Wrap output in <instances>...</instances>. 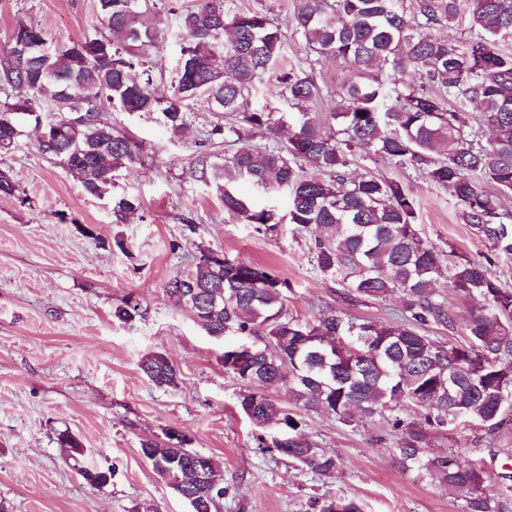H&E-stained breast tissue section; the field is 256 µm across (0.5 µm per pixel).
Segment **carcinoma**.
Returning <instances> with one entry per match:
<instances>
[{
    "mask_svg": "<svg viewBox=\"0 0 512 512\" xmlns=\"http://www.w3.org/2000/svg\"><path fill=\"white\" fill-rule=\"evenodd\" d=\"M156 8V0H97L103 29L69 44L16 21L0 59V152L19 145L18 115L30 117L45 133L40 152L78 177L86 195L108 199L112 223L123 224L142 202L116 191L117 179L141 162L144 149L104 112L157 113L174 135L186 130L199 102L234 117L224 138L240 146L221 165L197 161L224 210L247 224H278L274 210L253 208L231 183L288 191V223L313 237L319 272L339 281L352 302L398 293L405 312L397 323L346 313L300 322L285 311L287 282L247 261L200 252L191 269L168 279L165 292L179 305L182 291L194 293L188 310L208 336H237L252 348L224 350V371L244 385L239 411L257 427L278 426L275 450L322 474L342 461L302 436L303 415L325 413L349 426L358 412L371 418L388 411L402 464L452 494L468 492L466 512H512L511 474L499 475L498 491L489 493L485 471L454 449L424 451L430 430L471 424L496 439L512 423V289L480 261L445 265L418 235L417 202L400 183L349 173L361 154L415 164L430 182L451 189L475 235L512 256V224L500 220L498 198L481 185L512 192V54L501 49L512 36V0H469L477 36L463 49L427 33L457 18L460 0H415L413 22L406 0H295L291 26L315 56L309 65L340 59L356 69L357 80L336 92L302 66L283 73L282 96L298 114L292 121L240 107L282 57L287 35L272 15L233 13L226 0H197L179 13L184 37L174 91L161 97L152 75L164 40L151 22ZM409 68L421 75L419 85L405 81ZM328 96L331 111H312ZM455 101L475 102L479 112L455 109ZM45 105L54 113L47 122ZM262 128L286 131L285 142L246 141L245 131ZM441 277L458 296L482 301L469 312L460 343L431 336L435 328L456 329L434 290ZM139 367L155 385L178 378L162 352L144 355ZM57 441L80 463L77 436L64 430ZM140 453L165 483L178 462L191 512H216L224 487L213 457L186 448L171 431L141 440ZM319 512L363 510L355 499L336 498Z\"/></svg>",
    "mask_w": 512,
    "mask_h": 512,
    "instance_id": "1",
    "label": "carcinoma"
}]
</instances>
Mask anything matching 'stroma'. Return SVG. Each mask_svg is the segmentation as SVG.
Returning <instances> with one entry per match:
<instances>
[{
    "label": "stroma",
    "mask_w": 512,
    "mask_h": 512,
    "mask_svg": "<svg viewBox=\"0 0 512 512\" xmlns=\"http://www.w3.org/2000/svg\"><path fill=\"white\" fill-rule=\"evenodd\" d=\"M194 0H163L156 21L165 42L154 59L158 94L171 95L182 35L175 13ZM38 25L56 42L91 35L101 20L96 0H0V50L17 20ZM141 141V165L123 172L118 191L143 207L116 224L107 200L84 194L77 177L37 147L26 124L18 149L0 154L15 196H0V503L9 512H189L140 454V441L176 431L189 449L212 456L224 473L217 512H317L323 501L354 498L364 512H465L463 494L400 465L396 439L381 417L346 426L312 413L303 435L342 460L321 474L272 449L280 431L253 426L237 409L238 382L224 371L223 341L207 336L168 297L169 278L200 252L244 258L287 281L286 310L305 321L346 312L382 322L400 319L398 296L348 301L343 286L321 275L311 237L288 223L246 224L229 215L214 186L199 178L196 159L223 162L224 114L195 108L182 136L145 114L108 112ZM352 173L398 181L418 204L420 237L456 260L492 257L489 244L461 219L444 187L411 163L357 157ZM126 250H119L115 237ZM137 306L132 320L115 316ZM166 353L175 385L159 387L139 369L143 355ZM69 430L83 443L87 467L111 469L90 487L57 443ZM455 447L490 480L512 473V434L489 440L463 428L432 437L429 449Z\"/></svg>",
    "instance_id": "1"
}]
</instances>
